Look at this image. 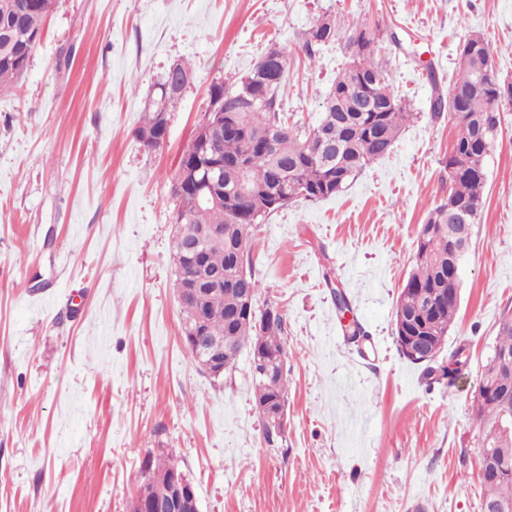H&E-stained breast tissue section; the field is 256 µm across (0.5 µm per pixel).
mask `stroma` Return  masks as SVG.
I'll use <instances>...</instances> for the list:
<instances>
[{"instance_id":"35a3bbf8","label":"stroma","mask_w":512,"mask_h":512,"mask_svg":"<svg viewBox=\"0 0 512 512\" xmlns=\"http://www.w3.org/2000/svg\"><path fill=\"white\" fill-rule=\"evenodd\" d=\"M324 15L379 28L374 59L415 117L338 196L258 225L260 304L285 322L283 448L267 447L250 354L216 379L181 340L171 179L212 82L269 47L305 125L348 55L301 50ZM474 31L512 78V0H56L26 72L0 89V512H130L148 458H173L199 512H481L472 403L512 311V105L486 161L485 204L438 367L399 350L394 309L430 209L447 199L457 129L429 110ZM194 80L167 138L136 137L169 66ZM343 289L366 334L351 341Z\"/></svg>"}]
</instances>
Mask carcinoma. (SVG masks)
I'll list each match as a JSON object with an SVG mask.
<instances>
[{
	"label": "carcinoma",
	"instance_id": "carcinoma-1",
	"mask_svg": "<svg viewBox=\"0 0 512 512\" xmlns=\"http://www.w3.org/2000/svg\"><path fill=\"white\" fill-rule=\"evenodd\" d=\"M25 6L12 29L10 45L0 42V89L27 69L30 55L40 38L43 22L53 10L55 0H0V22ZM339 38L338 26L307 30L303 53L313 61L322 47ZM378 34L367 24L351 27L345 48L351 62L341 71L320 102L321 118L315 126L290 122L283 111L280 88L283 82L267 87L256 85L248 72L227 86L214 82L208 91L206 111L222 114L220 126L198 125L192 139H205L202 152L183 151L173 180L181 183L175 197V223L188 229L203 225L224 227V244L207 247L208 270L224 276V287L207 292L202 300L208 334L224 338V367L231 370L242 350L251 356L263 351L269 374L253 380L254 407L266 421L262 403L287 397L288 373L275 359L285 354L284 319L277 309L267 307L253 314L233 316L238 291L245 288L257 294L260 282L252 270L251 251L242 245L241 230L263 224L276 211L304 199L320 201L342 193L370 164L389 154L413 112L399 100L387 107L384 92L391 90L388 70L371 60ZM471 47L460 50L457 78L431 98L430 112L450 113L459 127L448 155V200L432 208L418 234L414 268L397 301L394 320L404 315L418 336H446L459 306V292L450 289L448 267L453 256L448 242L455 240L457 217L448 216V203L457 206L458 217L468 224L480 219L485 203L486 160L500 128L499 107L512 104V80L497 71L490 46L481 33L467 37ZM378 73L382 92H373L369 109L353 112L346 105L347 90L355 72ZM249 91L257 97L254 105L245 104L240 95ZM180 95L160 87L145 107V118L137 130L144 147L160 148L165 138L159 132V113H168ZM218 165L210 169L207 164ZM463 169L457 170L455 166ZM247 183L252 198L236 192ZM275 189L284 202L269 209L265 195ZM306 190L301 195L298 190ZM215 194L221 202L213 204L205 196ZM434 301L435 311L427 310ZM494 352L512 355V314L501 319ZM482 375L501 389L512 390V372L498 367L494 359L483 366ZM477 421L490 432L502 419V410L493 398H475ZM182 472L171 459L146 461L145 475ZM483 512L492 507L512 508V476L481 484Z\"/></svg>",
	"mask_w": 512,
	"mask_h": 512
}]
</instances>
